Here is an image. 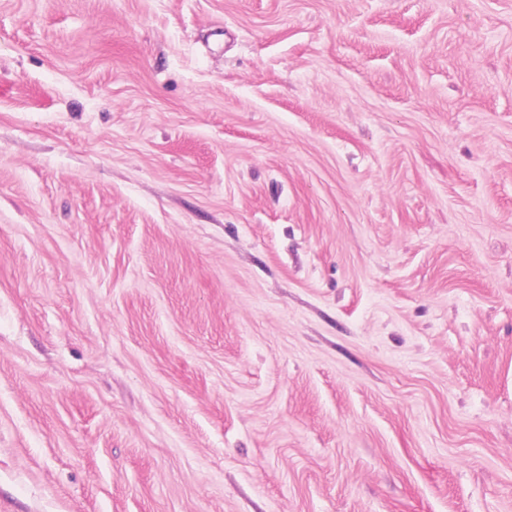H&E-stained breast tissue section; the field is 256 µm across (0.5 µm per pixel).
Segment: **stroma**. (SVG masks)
Instances as JSON below:
<instances>
[{"mask_svg": "<svg viewBox=\"0 0 512 512\" xmlns=\"http://www.w3.org/2000/svg\"><path fill=\"white\" fill-rule=\"evenodd\" d=\"M0 512H512V0H0Z\"/></svg>", "mask_w": 512, "mask_h": 512, "instance_id": "obj_1", "label": "stroma"}]
</instances>
